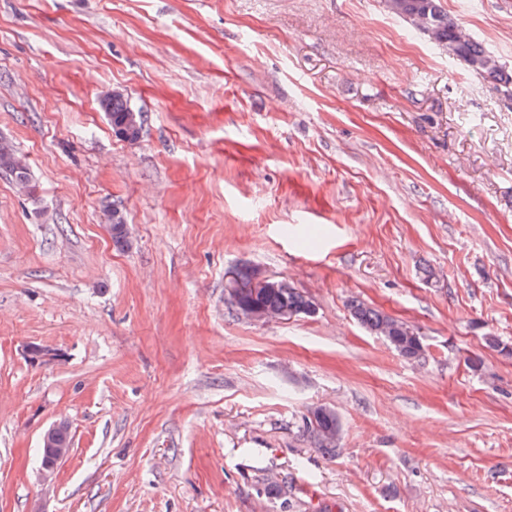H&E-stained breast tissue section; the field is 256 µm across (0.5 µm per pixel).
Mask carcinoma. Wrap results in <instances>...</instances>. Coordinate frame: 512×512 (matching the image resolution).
I'll list each match as a JSON object with an SVG mask.
<instances>
[{"label": "carcinoma", "instance_id": "obj_1", "mask_svg": "<svg viewBox=\"0 0 512 512\" xmlns=\"http://www.w3.org/2000/svg\"><path fill=\"white\" fill-rule=\"evenodd\" d=\"M383 5L388 12L426 35L441 50L462 62L474 74L505 84L512 83V76H504L506 64L488 51L466 27L451 18L448 12L442 9L439 0H383ZM102 105L113 130L119 137L128 141L139 138L142 114L128 103L123 94L117 93L102 99ZM132 114L136 116L133 132L125 135L121 127ZM0 169L12 175L24 194L34 193L35 185L32 184L26 163L18 157L13 146L3 139H0ZM112 241L120 248L128 246L124 216L115 209L112 210ZM253 302L266 308L288 309L297 315L307 314L308 308L312 306L303 294L289 286L259 294ZM351 313L369 331L384 329L385 341L401 357L408 360L424 357L423 342L402 336L398 320L362 302L351 303ZM338 427L340 421L336 413L325 406L315 410L313 416L307 418L305 422V431L310 440L325 455L336 453V444L328 441L327 437L336 433Z\"/></svg>", "mask_w": 512, "mask_h": 512}]
</instances>
